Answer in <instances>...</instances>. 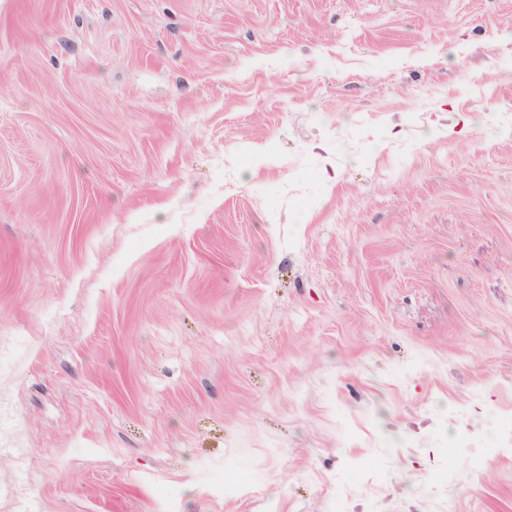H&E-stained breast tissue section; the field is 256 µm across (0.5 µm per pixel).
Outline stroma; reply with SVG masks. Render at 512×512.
Listing matches in <instances>:
<instances>
[{
    "label": "stroma",
    "instance_id": "stroma-1",
    "mask_svg": "<svg viewBox=\"0 0 512 512\" xmlns=\"http://www.w3.org/2000/svg\"><path fill=\"white\" fill-rule=\"evenodd\" d=\"M0 512H512V0H0Z\"/></svg>",
    "mask_w": 512,
    "mask_h": 512
}]
</instances>
